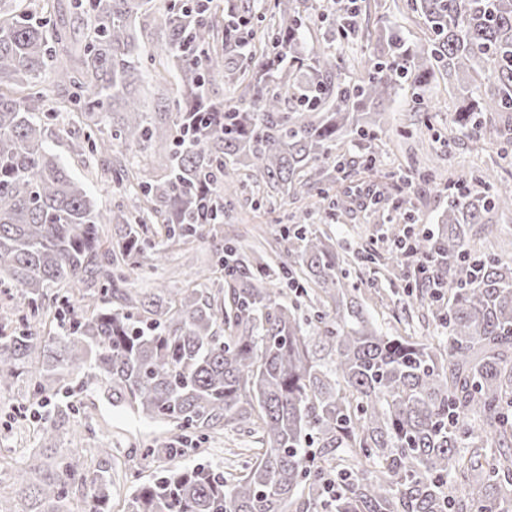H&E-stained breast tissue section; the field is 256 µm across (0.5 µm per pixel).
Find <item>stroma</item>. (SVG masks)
Instances as JSON below:
<instances>
[{
	"label": "stroma",
	"mask_w": 512,
	"mask_h": 512,
	"mask_svg": "<svg viewBox=\"0 0 512 512\" xmlns=\"http://www.w3.org/2000/svg\"><path fill=\"white\" fill-rule=\"evenodd\" d=\"M358 29L347 39L335 42L337 54L343 57L368 55L376 43L382 23L404 29L408 40L423 39V31L407 0H358ZM452 92L447 83L432 85L425 98L435 105L429 113L430 130H422L419 115L413 109L412 89L403 85L386 102L389 114L387 129L371 144L342 141L338 146L346 163V172L336 182V190L350 194L353 202L337 213L335 220L323 221L313 215L314 229L329 234L341 252L349 257L350 278L356 283L371 318L383 331L402 332L414 336H432L445 340L447 331L435 323L427 309L402 312L399 299L404 281L392 278L382 261L360 263L358 252L388 255L389 244L381 233L394 213L388 204L374 206L378 195L407 196L417 228H436L439 215L448 206V178L465 176L472 192H482L478 178L492 173L498 178L512 176V151L501 153L500 135L494 127H486L480 140L458 133L452 123ZM52 153L59 157L84 183L91 199L104 212H112L122 204L121 193L113 190L104 169L106 155L83 149L84 124L71 112L56 113L45 132ZM372 150L376 163L372 171L359 165L365 150ZM428 153L441 179L433 186L416 180L406 185L402 174L408 173L411 157ZM297 202L278 200L254 206L250 196H242L235 210L216 232L192 243L200 260L211 259L217 245L239 240L241 234L253 235L256 249L271 261L288 257V241L283 227L289 215L299 213ZM28 377H20L0 390V491L11 497L15 512H49L50 502L30 497L33 482L52 472L58 449H83L96 468L121 470L134 453L146 448L172 446L182 449L179 465L205 462L225 472L242 471L249 456L239 449L247 440L239 428H227L222 434L204 435L180 431L157 421L139 416L127 404L114 403L91 387H83L80 375L57 372L49 393L48 405L30 401ZM68 406L69 412L57 421L58 446L44 448L37 431L42 416L54 414L57 407ZM102 448L111 449V457L99 456Z\"/></svg>",
	"instance_id": "stroma-1"
}]
</instances>
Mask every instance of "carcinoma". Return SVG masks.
I'll use <instances>...</instances> for the list:
<instances>
[{"mask_svg": "<svg viewBox=\"0 0 512 512\" xmlns=\"http://www.w3.org/2000/svg\"><path fill=\"white\" fill-rule=\"evenodd\" d=\"M150 2L75 0L92 21L78 36L43 6L0 0V286L23 298L16 319L0 321V386L26 374L43 400L51 373L82 371L85 385L149 419L206 433L244 425L259 440L238 474L204 463L156 473L127 512H316L334 471L345 476L336 512L512 505V260L469 248L472 232H493L487 214L512 207L511 183L448 193L443 227L411 242L406 269L430 260L448 285L438 297L407 288V306L430 301L448 329L443 346L379 330L336 244L304 214L286 228L297 272L236 242L182 288L125 287L167 259L148 225L185 245L224 223L240 192L259 203L315 190L332 219L349 203L331 195V170L344 165L336 143L374 140L403 83L423 92L447 78L453 123L477 137L495 119L512 147V0H408L424 39L385 29L356 80L331 47L306 48L310 0H268L253 44L239 9L219 23L181 0L153 52L137 28ZM356 30L354 5L335 0L326 42ZM160 68L181 91L159 92L146 112L142 77ZM47 70L50 86H37ZM219 76L241 89V105L208 94ZM51 103L83 117L85 145L109 156L126 209L102 212L47 147ZM157 141L176 149L151 178L130 159ZM55 432L44 419L43 447ZM75 482L94 487L84 512H111L112 479L78 452L60 456L34 498L63 499Z\"/></svg>", "mask_w": 512, "mask_h": 512, "instance_id": "cac0c4a2", "label": "carcinoma"}]
</instances>
